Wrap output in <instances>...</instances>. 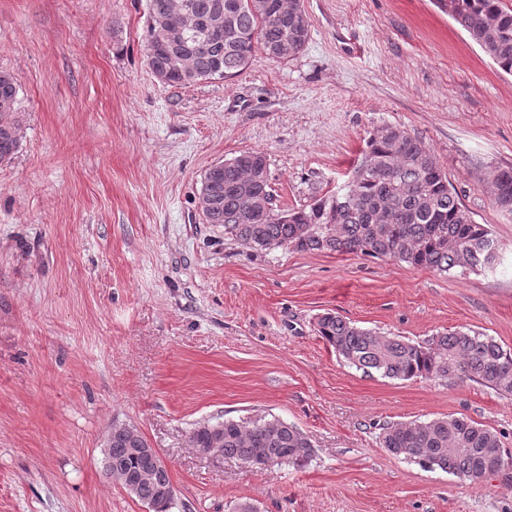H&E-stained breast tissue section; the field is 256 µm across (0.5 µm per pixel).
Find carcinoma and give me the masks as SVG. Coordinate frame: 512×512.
Listing matches in <instances>:
<instances>
[{"mask_svg":"<svg viewBox=\"0 0 512 512\" xmlns=\"http://www.w3.org/2000/svg\"><path fill=\"white\" fill-rule=\"evenodd\" d=\"M195 17L208 20L218 12L231 23L220 34L219 52L207 45L209 28L200 24L187 34L172 12L171 0H147L146 64L160 82L193 86L207 80L232 79L248 66L254 53L288 60L305 47L310 24L295 26L293 13L304 12L301 0H265L280 14L278 21L255 6L256 0H181ZM442 10L469 39L504 72L512 73V10L502 0H441ZM18 84L0 72V162L9 160L20 143L15 120ZM496 209L512 207V168L487 175ZM213 194L204 214L209 224L243 245L263 251L288 248L300 252L361 254L391 259L412 268L448 273H479L487 252L496 246L488 227L476 223L462 206L430 148L392 125L378 127L369 137L360 162L345 190L286 212L273 210L261 220L251 212L272 203L267 158L243 152L209 167L199 197ZM348 365L389 379H446L453 384L473 381L512 396V351L470 329L438 334L423 344L382 336L327 313L316 328ZM222 426L223 455L248 465L278 458L299 465L310 457V439L298 428L273 418L250 427L233 420L199 423L189 433L194 448L210 447L211 430ZM142 434L134 427L104 449V472L118 481L151 512H170L174 499L168 469L157 453L139 450ZM382 444L396 457L423 468H439L472 481L488 456L504 452L500 437L461 415L427 422L395 424L385 429Z\"/></svg>","mask_w":512,"mask_h":512,"instance_id":"carcinoma-1","label":"carcinoma"}]
</instances>
